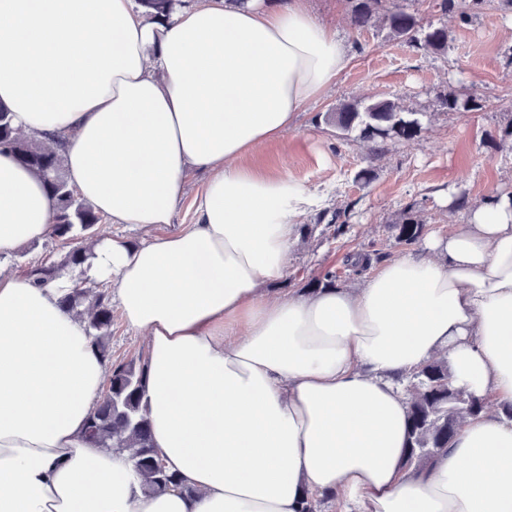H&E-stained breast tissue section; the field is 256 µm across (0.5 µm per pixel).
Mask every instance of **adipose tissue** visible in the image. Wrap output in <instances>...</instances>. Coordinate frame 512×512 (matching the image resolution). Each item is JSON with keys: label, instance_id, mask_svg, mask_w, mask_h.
Returning a JSON list of instances; mask_svg holds the SVG:
<instances>
[{"label": "adipose tissue", "instance_id": "obj_1", "mask_svg": "<svg viewBox=\"0 0 512 512\" xmlns=\"http://www.w3.org/2000/svg\"><path fill=\"white\" fill-rule=\"evenodd\" d=\"M309 0H193L164 21L134 0H0V106L63 136L69 183L113 223H172L189 171L193 223L103 238L112 284L149 339L152 442L194 487L143 492L127 453L89 445L109 374L68 287L0 271V512H512V196L470 208L354 291L273 297L318 199L249 156L280 139L347 63ZM42 178L0 152V256L46 237ZM446 358L493 400L448 450L405 464L393 377Z\"/></svg>", "mask_w": 512, "mask_h": 512}]
</instances>
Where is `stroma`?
<instances>
[{"instance_id":"35a3bbf8","label":"stroma","mask_w":512,"mask_h":512,"mask_svg":"<svg viewBox=\"0 0 512 512\" xmlns=\"http://www.w3.org/2000/svg\"><path fill=\"white\" fill-rule=\"evenodd\" d=\"M310 4L339 33L351 59L331 91L299 113L281 140L251 160L263 171L287 172L320 200L301 219L287 274L272 284L278 296L302 288L306 279L329 267L338 275V287H359L364 279L347 269V257L375 253L384 263L406 255L387 231L404 214L422 220L430 233L447 234L466 218L465 211L448 206L447 193L466 192L473 202L512 195V151L497 152L487 143L488 134L500 137L512 130V37L506 33L512 9L501 0H487L477 18L465 21L455 12L437 15L429 0H419L424 20L448 29V52L437 58L384 33L353 30L346 0ZM458 78L482 99V110L456 113L438 107L437 91ZM385 99L424 117L416 138L393 144L382 156H372L357 134H343L325 120L340 102ZM363 169L373 173L365 187L354 180ZM345 205L352 208L350 228L336 238L319 218L323 211ZM69 248L65 240L48 236L1 258L0 269L23 278L31 266L60 262Z\"/></svg>"}]
</instances>
